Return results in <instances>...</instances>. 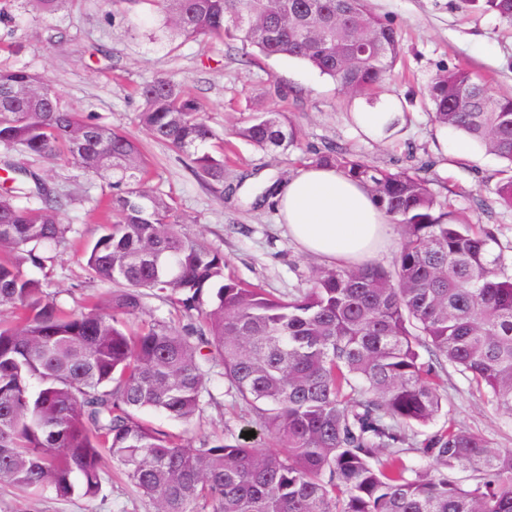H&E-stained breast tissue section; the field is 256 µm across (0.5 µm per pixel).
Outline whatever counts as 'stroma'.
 I'll return each instance as SVG.
<instances>
[{
	"instance_id": "35a3bbf8",
	"label": "stroma",
	"mask_w": 512,
	"mask_h": 512,
	"mask_svg": "<svg viewBox=\"0 0 512 512\" xmlns=\"http://www.w3.org/2000/svg\"><path fill=\"white\" fill-rule=\"evenodd\" d=\"M373 10L400 34L402 55L392 79L373 92L375 105L403 113L401 131L377 141L354 120L365 100H348L330 78L307 63L265 58L242 42L159 37V16L151 0L125 7L120 0H69L53 14L31 11L27 0H0V68H28L60 91L66 102L93 121L136 138L149 169V185L188 221V232L224 254L226 272L276 295L308 288L311 272L326 267L304 253L271 205L253 207L268 184L288 177L328 145L389 171L428 177L438 199L473 224L497 225L499 239L512 246V209L496 201L494 188L503 162L479 150L467 157L447 151L423 91L440 71L463 66L487 79L499 94L512 95V20L461 10L459 0H370ZM169 78L200 103L208 125L224 142V183L216 195L178 152L142 130L139 89L144 82ZM286 112L301 136L299 148L261 150L236 136L235 129L258 108ZM34 166L77 201L62 212L72 225L76 246L56 255L46 284L58 304L72 309L108 298L112 287L93 278L81 246L101 234L98 205L103 180L63 159ZM445 401L442 418L484 436L491 451L512 448V416L496 411L483 393L452 365L439 371ZM209 392L192 425L146 410L152 426L198 445L227 433L253 432L262 449L273 443L254 431L253 416L230 392L220 367L208 370ZM100 496L57 498L46 491L27 495L0 485V512H153L135 488L108 463Z\"/></svg>"
}]
</instances>
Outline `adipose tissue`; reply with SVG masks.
I'll return each mask as SVG.
<instances>
[{"mask_svg": "<svg viewBox=\"0 0 512 512\" xmlns=\"http://www.w3.org/2000/svg\"><path fill=\"white\" fill-rule=\"evenodd\" d=\"M275 208L298 247L330 262L361 263L393 236L389 218L367 186L330 165L298 169L276 197Z\"/></svg>", "mask_w": 512, "mask_h": 512, "instance_id": "ef3b65f1", "label": "adipose tissue"}]
</instances>
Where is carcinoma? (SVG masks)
<instances>
[{
    "instance_id": "obj_1",
    "label": "carcinoma",
    "mask_w": 512,
    "mask_h": 512,
    "mask_svg": "<svg viewBox=\"0 0 512 512\" xmlns=\"http://www.w3.org/2000/svg\"><path fill=\"white\" fill-rule=\"evenodd\" d=\"M512 19V0H463ZM166 37L239 40L266 58L304 61L362 97L401 57L397 31L368 0H155ZM141 127L185 155L224 193V155L182 86L141 87ZM436 123L508 162L496 188L512 209V97L464 68L426 89ZM235 134L263 150L298 135L285 113H256ZM0 482L22 492L93 498L112 457L155 512H512V449L448 421L413 448L411 424L442 411L436 380L447 362L512 415V256L494 225L477 229L447 210L425 178L390 172L329 145L312 161L369 187L398 225L392 268L373 260L313 272L302 292L276 297L225 273L224 255L192 237L173 207L147 187L129 134L73 111L26 67L0 69ZM67 156L107 180L103 233L86 267L117 286L106 307L61 309L44 269L71 245L60 221L72 204L12 152ZM25 198L35 206L20 207ZM170 302L185 324L144 321L147 295ZM428 360H422L421 351ZM251 407L275 449L236 441L188 446L138 417L152 409L191 423L207 392L204 366ZM407 447L432 468L410 471L389 448ZM474 473L465 488L448 475Z\"/></svg>"
}]
</instances>
